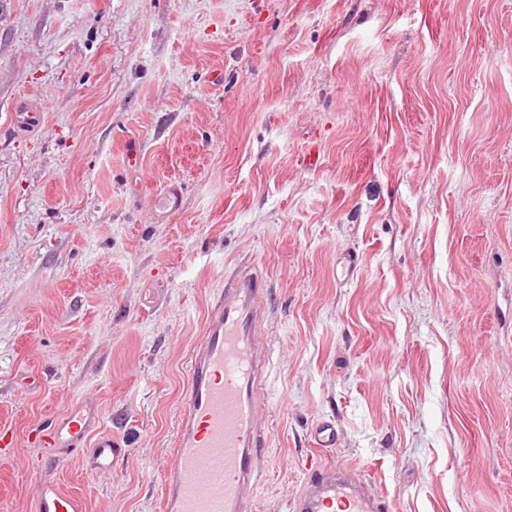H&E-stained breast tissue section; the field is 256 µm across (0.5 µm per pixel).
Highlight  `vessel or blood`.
Segmentation results:
<instances>
[{"label": "vessel or blood", "instance_id": "b4317fda", "mask_svg": "<svg viewBox=\"0 0 512 512\" xmlns=\"http://www.w3.org/2000/svg\"><path fill=\"white\" fill-rule=\"evenodd\" d=\"M14 119L32 133L42 122L40 108L20 101ZM154 212L161 221L182 207L180 185L169 184ZM268 288L257 271L244 267L224 280L203 333L188 362V383L170 461L161 475L163 512H253L246 495L264 479L261 467L267 431L258 407L269 353L258 337L266 321ZM96 404L84 402L29 433L39 448L80 451L92 472L112 469L119 455L112 436L100 432ZM36 512H86L83 498L56 482L36 488ZM291 512H389L370 481L353 478L349 466L311 465L290 504Z\"/></svg>", "mask_w": 512, "mask_h": 512}]
</instances>
